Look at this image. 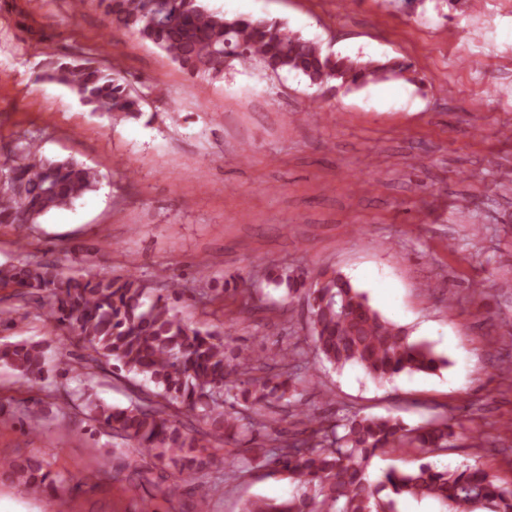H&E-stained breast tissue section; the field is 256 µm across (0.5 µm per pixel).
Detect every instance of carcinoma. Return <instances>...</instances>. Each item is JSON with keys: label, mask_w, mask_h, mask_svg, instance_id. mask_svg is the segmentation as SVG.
<instances>
[{"label": "carcinoma", "mask_w": 512, "mask_h": 512, "mask_svg": "<svg viewBox=\"0 0 512 512\" xmlns=\"http://www.w3.org/2000/svg\"><path fill=\"white\" fill-rule=\"evenodd\" d=\"M111 23L161 49L193 78L216 79L237 60L259 63L272 73L295 72L313 85L330 82L355 87L400 76L406 65L394 60L359 61L333 56L321 45L263 18H226L201 0H101ZM51 80L79 101L114 121L142 114V98L125 76L86 57L59 65ZM98 184L97 170L73 159L38 154L24 141L0 167V224L23 228L45 215L71 206ZM0 286L13 287L22 306L48 313V322L63 326L89 344L91 361L149 379L166 401L156 405L139 396L128 406L111 407L82 399L90 420L112 436L137 448L173 471L171 491L185 476L210 465L211 440L227 442L268 428L267 413L286 409L297 394L301 353L279 349L259 364L246 349L231 347L226 334L188 324L151 284L133 275L101 278L65 274L53 262L0 265ZM304 295L311 308L314 348L330 364L360 365L378 380L403 372L433 373L443 360L424 341L384 319L368 295L349 278L333 272L313 278ZM0 365L32 379L49 372L37 342L0 345ZM185 410L208 426L188 430L177 411ZM284 436L268 434L272 449L249 460L271 466L296 483L281 500L258 498L244 512H396L400 498L432 499L451 512H512V484L501 483L480 466L439 470L428 463L413 470H387L380 482L368 480L373 458L397 450L431 454L455 447V424L437 416L408 428L392 416L358 412L332 425L315 422ZM34 494L59 484L77 490L81 481L54 474L35 458L2 465Z\"/></svg>", "instance_id": "1"}]
</instances>
